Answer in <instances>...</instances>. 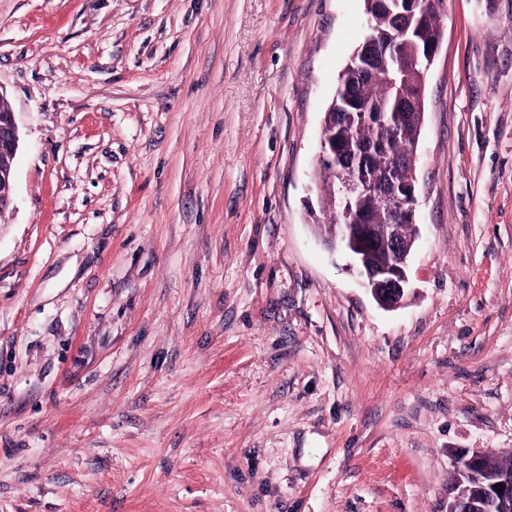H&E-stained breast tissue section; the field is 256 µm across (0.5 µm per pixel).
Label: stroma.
<instances>
[{"label": "stroma", "instance_id": "1", "mask_svg": "<svg viewBox=\"0 0 512 512\" xmlns=\"http://www.w3.org/2000/svg\"><path fill=\"white\" fill-rule=\"evenodd\" d=\"M405 303L316 222L364 0H0V512H448L512 450V0H440ZM18 148L19 130L14 113L9 110L2 111L0 113V182L9 184V190L7 197L4 200L0 199V212L5 210L4 207L7 210L11 204L10 182H12ZM483 456L484 453L481 452L479 448H475L472 451H459L451 455L450 473L453 474L458 471L456 481L459 485V489H463L467 493L465 498L468 499H464V492L460 491L454 493L452 496L454 511H457L461 503L467 501L469 504V512H500L501 510L498 507H494V503L495 505L502 506L506 504L509 499L512 500V466L504 467L502 471L493 478V471H496L498 466L512 461V451L486 453V461L483 466H481ZM463 467L479 468L460 470ZM490 481L494 503L485 497L486 487ZM496 484H500L502 488L501 493L496 492Z\"/></svg>", "mask_w": 512, "mask_h": 512}]
</instances>
